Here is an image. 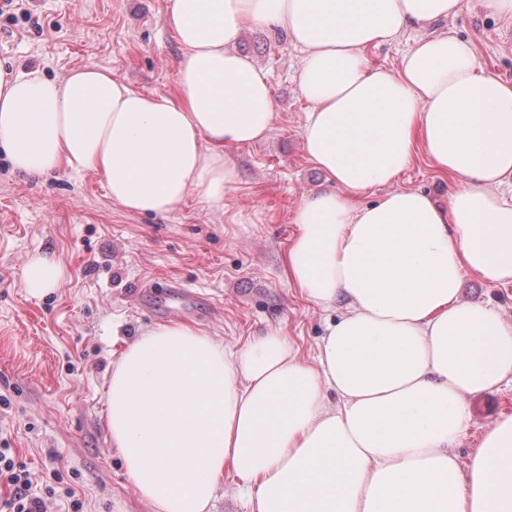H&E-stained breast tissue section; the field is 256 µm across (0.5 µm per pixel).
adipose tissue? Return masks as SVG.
<instances>
[{
	"instance_id": "1",
	"label": "adipose tissue",
	"mask_w": 512,
	"mask_h": 512,
	"mask_svg": "<svg viewBox=\"0 0 512 512\" xmlns=\"http://www.w3.org/2000/svg\"><path fill=\"white\" fill-rule=\"evenodd\" d=\"M459 3L172 0L185 50L172 97L94 65L56 80L0 65V150L15 169L90 171L123 210L164 215L194 191L223 207L229 149L274 127L267 75L236 49L243 28L280 29L305 53L303 148L327 184L292 213L285 273L342 312L311 361L277 331L229 351L179 321L125 346L107 427L152 512H207L228 470L251 512H512V416L468 466L452 452L467 396L512 375V323L460 297L468 272L512 282V201L498 193L512 185V83L452 31L417 39L395 69L366 57ZM419 149L454 177L447 204L395 188ZM65 276L37 254L23 285L40 295Z\"/></svg>"
}]
</instances>
